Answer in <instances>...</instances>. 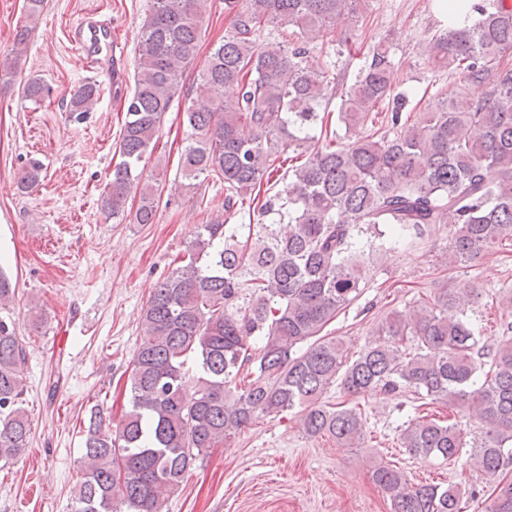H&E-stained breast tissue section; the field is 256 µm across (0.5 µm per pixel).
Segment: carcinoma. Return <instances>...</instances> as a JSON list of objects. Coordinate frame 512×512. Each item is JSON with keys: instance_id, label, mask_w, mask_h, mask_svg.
Masks as SVG:
<instances>
[{"instance_id": "obj_1", "label": "carcinoma", "mask_w": 512, "mask_h": 512, "mask_svg": "<svg viewBox=\"0 0 512 512\" xmlns=\"http://www.w3.org/2000/svg\"><path fill=\"white\" fill-rule=\"evenodd\" d=\"M360 0H224L234 31L214 45L197 75L203 109L187 107L182 177L224 182V211L260 196L278 154L301 160L284 186L247 224L218 218L201 226L181 264L157 283L140 316L128 374V408L112 426L90 419L74 512H166L197 458L222 448L260 417L296 412L308 435L344 448L364 439L355 406L325 400L337 386L349 400L377 391L444 403L485 428L469 458L487 477L512 465V324L494 349L479 347L465 306L471 286H443L433 302L393 314L379 338L347 361L321 335L360 294L363 269L402 245L450 225L448 264L468 262L512 241V7L477 8L473 24L450 27L426 44L428 58L486 86L460 94L416 119L389 113L390 129L347 143L327 127V70L306 64L308 44ZM206 0H152L139 45L134 88L124 106L122 161L102 192V209L121 222L152 224L157 182L141 167L155 148L164 114L197 58ZM275 24L298 29V43L256 44ZM394 63L372 47L342 89L338 121L349 128L391 94ZM226 87L235 96L224 98ZM96 87L84 86L71 111L86 112ZM496 178L490 180L486 172ZM140 189L134 214L128 195ZM306 348H301L302 344ZM26 351L0 316V459L28 447L18 368ZM402 447L424 460L456 462L466 447L457 423L422 416L401 429ZM373 477L393 512H460L456 484H411L375 465ZM488 512H512V482L497 485Z\"/></svg>"}]
</instances>
